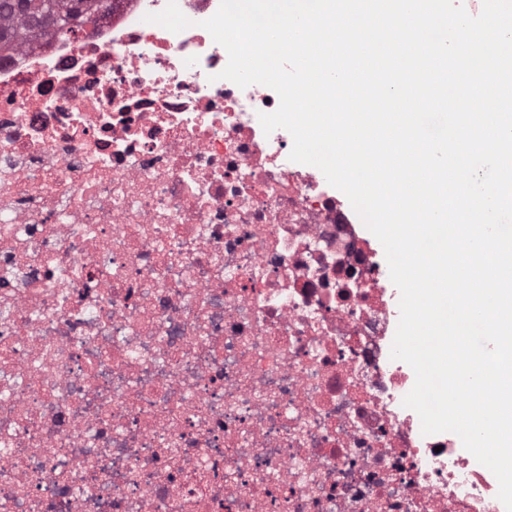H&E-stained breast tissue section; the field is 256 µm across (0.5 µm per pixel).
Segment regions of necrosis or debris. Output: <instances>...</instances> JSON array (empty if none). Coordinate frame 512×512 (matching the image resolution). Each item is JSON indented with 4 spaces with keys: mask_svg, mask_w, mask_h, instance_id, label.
Returning a JSON list of instances; mask_svg holds the SVG:
<instances>
[{
    "mask_svg": "<svg viewBox=\"0 0 512 512\" xmlns=\"http://www.w3.org/2000/svg\"><path fill=\"white\" fill-rule=\"evenodd\" d=\"M0 53V512H505L404 406L398 288L222 79L220 0Z\"/></svg>",
    "mask_w": 512,
    "mask_h": 512,
    "instance_id": "necrosis-or-debris-1",
    "label": "necrosis or debris"
}]
</instances>
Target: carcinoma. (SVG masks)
Listing matches in <instances>:
<instances>
[{"mask_svg":"<svg viewBox=\"0 0 512 512\" xmlns=\"http://www.w3.org/2000/svg\"><path fill=\"white\" fill-rule=\"evenodd\" d=\"M15 8L0 0V49L34 44L44 37L69 39L100 14V0H26Z\"/></svg>","mask_w":512,"mask_h":512,"instance_id":"1","label":"carcinoma"}]
</instances>
